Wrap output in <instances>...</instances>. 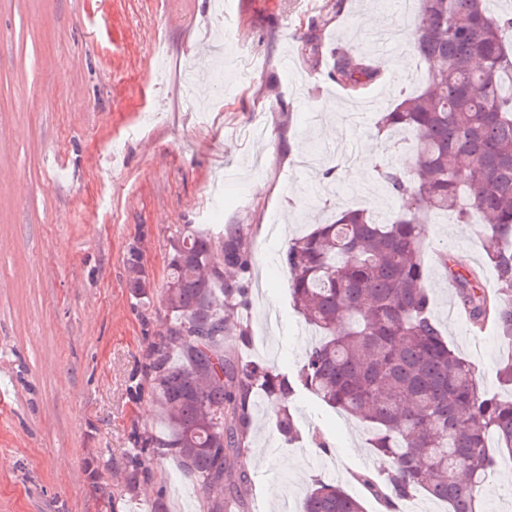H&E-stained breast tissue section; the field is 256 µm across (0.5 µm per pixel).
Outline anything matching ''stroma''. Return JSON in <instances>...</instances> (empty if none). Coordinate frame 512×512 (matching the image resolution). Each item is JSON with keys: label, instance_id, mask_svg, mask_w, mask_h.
<instances>
[{"label": "stroma", "instance_id": "stroma-1", "mask_svg": "<svg viewBox=\"0 0 512 512\" xmlns=\"http://www.w3.org/2000/svg\"><path fill=\"white\" fill-rule=\"evenodd\" d=\"M0 0V512H204L203 493L176 460L130 492V434L156 426L142 387L149 342L168 327L160 297L143 310L128 288L136 247L147 278L166 276L169 239L192 224L239 230L251 267L241 282L227 354L295 374L320 339L294 308L281 252L288 239L337 211L397 209L375 176L356 182L362 142L380 109L424 80L405 40L374 46L375 32L414 29L418 10L397 0ZM324 44L305 49L309 28ZM383 60L381 80L356 99L331 78L330 56ZM206 96H197L198 83ZM337 167L338 176L322 173ZM439 251L476 267L496 288L472 225L432 217L425 286L449 346L471 361L485 392L508 352L495 328L454 315ZM248 338H241L239 327ZM300 430L285 442L270 400L250 425L243 497L225 512H300L321 462L361 498L380 474L363 426L301 390L287 401Z\"/></svg>", "mask_w": 512, "mask_h": 512}]
</instances>
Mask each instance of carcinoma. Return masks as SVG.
<instances>
[{
	"instance_id": "1",
	"label": "carcinoma",
	"mask_w": 512,
	"mask_h": 512,
	"mask_svg": "<svg viewBox=\"0 0 512 512\" xmlns=\"http://www.w3.org/2000/svg\"><path fill=\"white\" fill-rule=\"evenodd\" d=\"M489 0H418L413 52L430 66L423 85L379 112L376 135L416 139L413 176L389 160L377 171L399 207L389 219L347 208L288 241L283 261L294 308L322 339L288 377L224 353L229 312L245 288L224 278L243 273L249 257L239 231L187 224L170 239L160 296L169 316L151 343L144 380L163 428L133 433V486L154 477V463L176 459L205 495L206 512H224L225 496L245 482L243 463L252 397L306 390L362 423L374 450L392 467L359 480L397 512L420 490L448 512H477L495 472L494 436L512 460V400L480 388L474 365L448 346L424 286L426 224L453 212L460 224L478 216L498 288L440 256L458 307L480 326L491 320L512 345V10L494 14ZM332 78L354 98L381 75L355 51L336 55ZM129 287L148 305L140 254L126 258ZM287 441L293 415L276 417ZM301 512H365L338 483L319 479Z\"/></svg>"
}]
</instances>
